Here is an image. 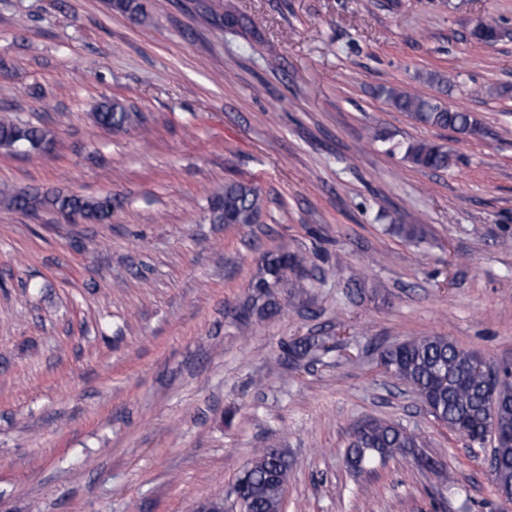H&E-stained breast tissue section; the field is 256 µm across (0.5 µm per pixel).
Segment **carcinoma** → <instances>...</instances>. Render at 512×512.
<instances>
[{"label": "carcinoma", "mask_w": 512, "mask_h": 512, "mask_svg": "<svg viewBox=\"0 0 512 512\" xmlns=\"http://www.w3.org/2000/svg\"><path fill=\"white\" fill-rule=\"evenodd\" d=\"M380 94L399 112L417 121L461 133L480 129L476 118L448 107L435 96L383 87ZM96 124L113 130H127L142 123L143 115L132 107L104 101L93 112ZM54 134L39 126L20 125L8 116L0 117V148L21 149L27 155L42 152L54 143ZM403 158L412 166L445 171L452 165V153L439 143L410 142ZM262 197L257 187L240 182L224 183V192L210 201L209 218L217 224H256L262 215ZM0 205L6 209L35 214L50 209L66 221L80 218L106 223L112 218V196H80L62 192L40 193L29 190H0ZM298 253L267 252L257 275L249 283L251 294L247 311L260 318L279 310L277 288L288 273L303 268ZM319 341L311 337L290 340L285 351L288 359L299 361L312 355ZM381 357L399 380L419 391L435 409L433 415L461 433L472 443H483L488 425L495 426L499 439L492 453L496 461L494 481L504 498L512 499V379L504 377L493 415L484 406L485 379L477 371L476 353L466 350L445 336H412L387 347ZM420 434L387 420H367L354 432L346 451L349 465L363 470L376 460L384 461L423 447ZM250 475L240 498L241 512H282L288 460L278 448H263L249 467Z\"/></svg>", "instance_id": "cac0c4a2"}]
</instances>
